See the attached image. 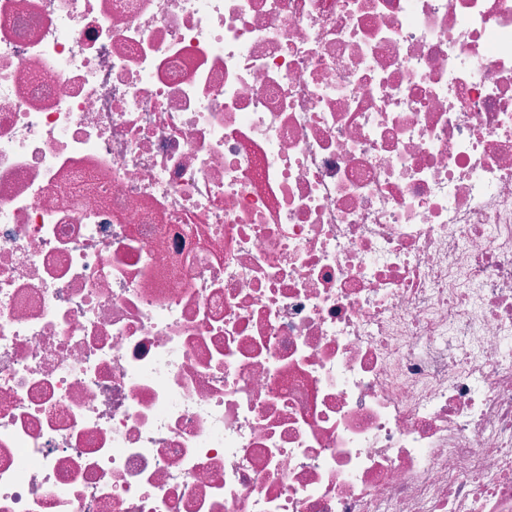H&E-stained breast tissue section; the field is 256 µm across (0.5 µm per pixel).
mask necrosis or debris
Wrapping results in <instances>:
<instances>
[{"label":"necrosis or debris","instance_id":"4bbe7bcc","mask_svg":"<svg viewBox=\"0 0 512 512\" xmlns=\"http://www.w3.org/2000/svg\"><path fill=\"white\" fill-rule=\"evenodd\" d=\"M0 512H512V0H0Z\"/></svg>","mask_w":512,"mask_h":512}]
</instances>
